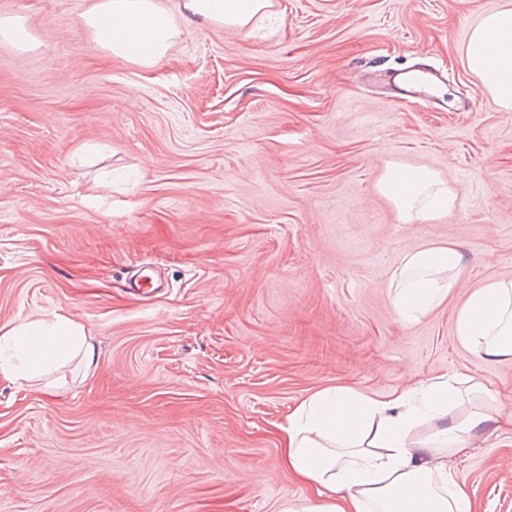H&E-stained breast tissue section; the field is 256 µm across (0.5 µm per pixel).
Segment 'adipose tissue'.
<instances>
[{
    "instance_id": "ef3b65f1",
    "label": "adipose tissue",
    "mask_w": 512,
    "mask_h": 512,
    "mask_svg": "<svg viewBox=\"0 0 512 512\" xmlns=\"http://www.w3.org/2000/svg\"><path fill=\"white\" fill-rule=\"evenodd\" d=\"M272 0H183L186 19L241 29ZM82 25L110 56L150 67L180 30L159 0H94ZM468 71L497 107L512 112V0L481 14L460 48ZM380 192L407 224L454 212L456 190L433 171L387 166ZM464 268L452 245L407 250L391 279L399 317L418 320L449 300ZM455 334L476 360L512 356V280H491L455 306ZM79 359L96 367L85 327L55 314L0 327V376L28 384L57 364ZM500 415L483 383L464 374L378 399L349 387H326L303 400L279 433L284 462L308 489L280 512H473L464 475L448 465L493 433ZM430 424L427 436L416 429Z\"/></svg>"
}]
</instances>
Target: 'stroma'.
Masks as SVG:
<instances>
[{
    "label": "stroma",
    "mask_w": 512,
    "mask_h": 512,
    "mask_svg": "<svg viewBox=\"0 0 512 512\" xmlns=\"http://www.w3.org/2000/svg\"><path fill=\"white\" fill-rule=\"evenodd\" d=\"M143 67L94 49L90 0H0V327L64 314L99 353L49 392L0 378V512H280L306 495L277 426L313 392L385 398L467 372L512 409V357L476 361L454 305L512 279V112L459 46L500 0H272L238 31L181 17ZM437 70L403 99L393 73ZM425 166L460 205L403 224L377 183ZM457 244L459 290L393 310L405 250ZM512 512V426L456 459ZM0 37L3 40L13 43V45L22 50L34 48V41L27 30L22 18L17 16L0 17Z\"/></svg>",
    "instance_id": "35a3bbf8"
}]
</instances>
